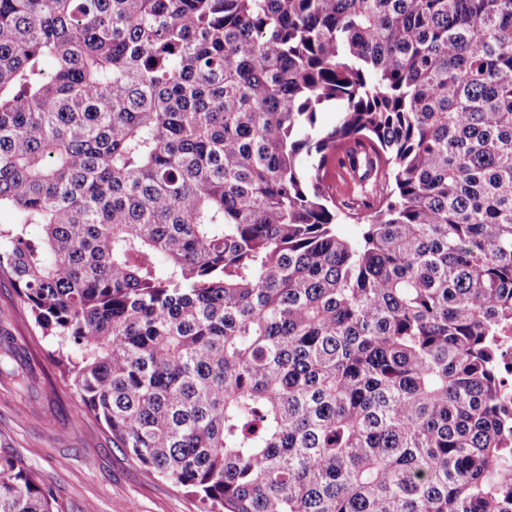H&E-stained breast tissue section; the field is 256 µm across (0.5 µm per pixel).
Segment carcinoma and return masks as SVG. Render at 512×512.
<instances>
[{"instance_id": "carcinoma-1", "label": "carcinoma", "mask_w": 512, "mask_h": 512, "mask_svg": "<svg viewBox=\"0 0 512 512\" xmlns=\"http://www.w3.org/2000/svg\"><path fill=\"white\" fill-rule=\"evenodd\" d=\"M2 209L78 418L203 512H512V0H0ZM0 512L59 508L0 455ZM497 337L498 348L500 350L501 361L503 363L507 377L505 378L504 391L511 399L512 397V324H507L501 328Z\"/></svg>"}]
</instances>
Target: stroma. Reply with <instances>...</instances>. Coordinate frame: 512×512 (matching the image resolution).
Here are the masks:
<instances>
[{"label": "stroma", "instance_id": "35a3bbf8", "mask_svg": "<svg viewBox=\"0 0 512 512\" xmlns=\"http://www.w3.org/2000/svg\"><path fill=\"white\" fill-rule=\"evenodd\" d=\"M0 328L14 338L25 384L0 375V454L20 459L54 489L62 512H200L181 487L117 448L77 399L8 281L0 282Z\"/></svg>", "mask_w": 512, "mask_h": 512}]
</instances>
